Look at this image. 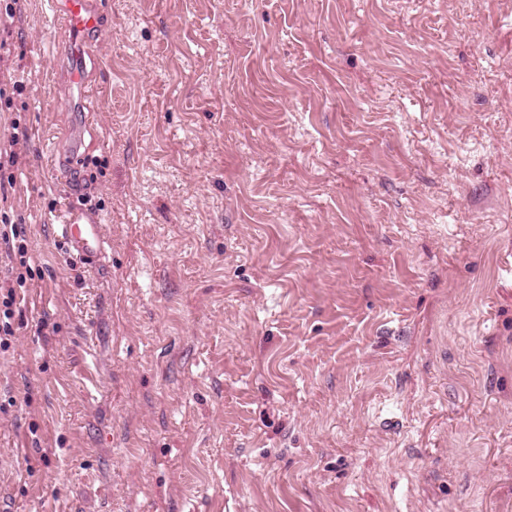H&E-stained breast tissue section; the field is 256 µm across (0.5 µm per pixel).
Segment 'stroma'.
Here are the masks:
<instances>
[{
  "instance_id": "stroma-1",
  "label": "stroma",
  "mask_w": 512,
  "mask_h": 512,
  "mask_svg": "<svg viewBox=\"0 0 512 512\" xmlns=\"http://www.w3.org/2000/svg\"><path fill=\"white\" fill-rule=\"evenodd\" d=\"M97 2L67 180L68 33L0 25V512H512V0ZM59 231L68 251L76 256L94 261L106 251L103 224L80 209L68 211L63 224H59ZM0 246L4 244L6 247V250L8 253L14 251V249H17V254H19L20 260L19 265L22 268H25V272H28V266L26 261V255H27V248L22 243L19 242L17 247L14 244L15 241L18 239V233H17V224H13L5 212L2 214V211L0 210ZM5 289L6 295H4L0 302V348L2 346L4 348H8L10 345V338L15 335V330L11 320L13 319L14 315V310L12 307L16 303V291L13 286H9ZM2 307H4L3 310Z\"/></svg>"
}]
</instances>
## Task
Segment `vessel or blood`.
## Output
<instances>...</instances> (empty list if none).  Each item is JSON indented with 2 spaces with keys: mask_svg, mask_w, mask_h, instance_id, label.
<instances>
[{
  "mask_svg": "<svg viewBox=\"0 0 512 512\" xmlns=\"http://www.w3.org/2000/svg\"><path fill=\"white\" fill-rule=\"evenodd\" d=\"M50 9L67 29L69 42L65 53L71 63L67 67V80L71 85L84 86L86 82L83 58L85 41L97 32L102 23V14L95 0H48ZM60 235L68 251L87 260H96L106 251L107 239L103 226L97 219L88 217L83 211H68Z\"/></svg>",
  "mask_w": 512,
  "mask_h": 512,
  "instance_id": "vessel-or-blood-1",
  "label": "vessel or blood"
}]
</instances>
